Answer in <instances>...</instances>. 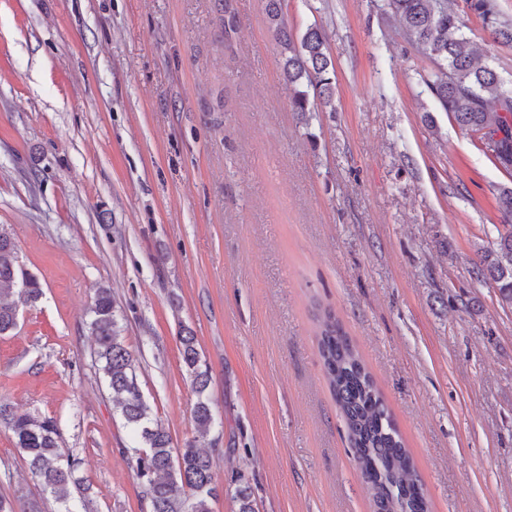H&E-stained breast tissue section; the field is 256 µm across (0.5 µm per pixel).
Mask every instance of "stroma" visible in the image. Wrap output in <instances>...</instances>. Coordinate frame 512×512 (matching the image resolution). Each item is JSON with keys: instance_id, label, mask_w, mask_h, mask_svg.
<instances>
[{"instance_id": "stroma-1", "label": "stroma", "mask_w": 512, "mask_h": 512, "mask_svg": "<svg viewBox=\"0 0 512 512\" xmlns=\"http://www.w3.org/2000/svg\"><path fill=\"white\" fill-rule=\"evenodd\" d=\"M480 55L512 49L450 0ZM321 26L336 110L303 125L261 0H0V228L43 285L0 336V399L55 418L93 512H149L94 361L111 289L152 418L193 440L190 327L233 512H371L320 358L342 323L395 417L432 512H512V309L470 271L512 175L437 111L432 59L371 0H284ZM232 31H225V20ZM433 113L426 124L425 113ZM39 486L0 424V495ZM233 502L235 506L234 512H256L253 499V492L248 479L239 476L238 486L236 487Z\"/></svg>"}]
</instances>
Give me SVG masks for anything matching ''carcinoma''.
<instances>
[{
  "instance_id": "obj_1",
  "label": "carcinoma",
  "mask_w": 512,
  "mask_h": 512,
  "mask_svg": "<svg viewBox=\"0 0 512 512\" xmlns=\"http://www.w3.org/2000/svg\"><path fill=\"white\" fill-rule=\"evenodd\" d=\"M404 26L413 43L435 63L425 85L438 109L457 125L479 136L495 164L512 172V80L490 63H480L448 0H374ZM482 21L494 43L512 46V19L504 17L498 0H465ZM269 32L280 51L284 79L292 87L291 111L307 124L315 112H334L335 63L325 32L316 24L298 32L288 26L281 0H264ZM502 228L493 247L471 270L478 282L490 280L502 306L512 308V186L497 188ZM39 278L24 267L12 239L0 230V336L18 326V310L42 297ZM89 329L108 389L126 426L143 444L133 449L136 471L145 485L149 512H212L217 497L210 455L197 446L209 435L214 418L206 390L210 378L197 340L189 328L179 336L182 360L197 400L193 408L197 436L184 447L172 448L170 436L150 418L136 378L132 354L121 340L112 292L96 290L89 309ZM317 346L326 378L343 420L346 436L375 512H429L421 479L397 425L373 377L342 326L328 311L317 316ZM0 420L12 431L15 448L37 479L42 500L56 504L55 512L87 509L88 488L76 476L80 460L61 452L59 430L51 418L17 414L0 402ZM234 512H256L250 482L238 479Z\"/></svg>"
}]
</instances>
